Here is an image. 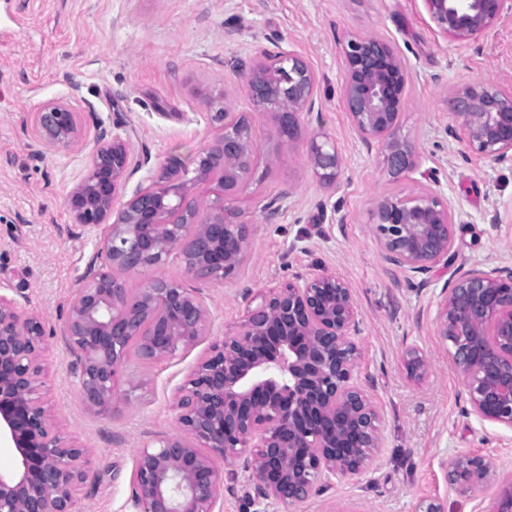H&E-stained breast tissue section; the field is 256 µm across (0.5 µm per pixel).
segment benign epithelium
Instances as JSON below:
<instances>
[{"mask_svg":"<svg viewBox=\"0 0 512 512\" xmlns=\"http://www.w3.org/2000/svg\"><path fill=\"white\" fill-rule=\"evenodd\" d=\"M435 30L469 42L491 30L512 0H421ZM344 106L362 142L382 146V165L396 179L420 174L426 183L405 195L382 198L372 230L384 259L412 277L448 265L457 214L436 171L422 169L418 145L397 136L409 72L387 39L348 41ZM234 73L256 107L276 112L281 140L300 134L299 116L315 106L317 79L300 56L276 46ZM218 135L186 162L171 156L159 177L126 201L131 151L123 125L87 126L73 101H46L26 113L24 126L41 147L36 157L67 150L90 137L88 168L66 205L74 223L105 227L66 317L71 370L91 413L107 417L129 401L127 366L173 358L203 337L208 311L200 289L167 278L163 267L179 257L186 274L218 282L238 267L253 233L238 205L258 150L251 120L220 96L208 101ZM459 129L448 135L497 163H512V92L488 81L455 90L450 99ZM306 158L319 176L336 179L342 158L329 140L313 137ZM147 275L133 290L112 273ZM179 388L182 434L144 448L131 477L134 512H215L224 498V466L244 474L248 498L291 512L336 478L373 465L381 444L380 413L358 382L360 312L352 288L333 270L296 274L266 293ZM17 288L0 292V441L13 445L19 466L0 472V512H81L79 492L89 479L88 449L50 423L42 392L48 350L43 318L27 308ZM435 335L449 346L466 379V413L512 430V267L471 268L442 288ZM416 383L431 373L417 347L403 356ZM448 485L463 496L490 493L491 512H512V472L494 455L460 452L447 470Z\"/></svg>","mask_w":512,"mask_h":512,"instance_id":"1","label":"benign epithelium"}]
</instances>
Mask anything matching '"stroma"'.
Instances as JSON below:
<instances>
[{
	"instance_id": "stroma-1",
	"label": "stroma",
	"mask_w": 512,
	"mask_h": 512,
	"mask_svg": "<svg viewBox=\"0 0 512 512\" xmlns=\"http://www.w3.org/2000/svg\"><path fill=\"white\" fill-rule=\"evenodd\" d=\"M389 39L409 69L407 103L397 134L417 141L425 167L459 215L447 268L421 289L386 264L371 214L388 195L411 192L391 181L378 147L358 139L345 112L344 48L349 39ZM281 46L316 74L319 104L299 117L301 136L280 144L274 113L256 111L233 63ZM491 79L512 87V17L461 45L437 35L420 0H0V283L23 288L54 332L44 357V393L52 422L90 450L82 512H132L131 476L139 452L178 434L175 393L211 344L243 320V289L264 293L295 273L330 268L353 289L363 317L357 376L380 406L384 448L376 469L337 481L295 512H418L438 497L447 512H488L491 499L458 496L446 469L462 450L494 452L512 469V430L466 414V383L434 334L437 300L459 271L512 266V223L495 224L497 205L512 200V166L473 154L447 128L454 90ZM223 95L252 122L259 149L240 204L254 224L245 257L224 282L203 287L204 337L174 358L132 363L129 403L108 417L84 408L60 334L100 233L74 225L66 196L93 146L31 158L24 113L49 100H78L91 120L130 131L138 170L126 194L156 177L171 155L190 159L215 132L209 95ZM333 138L342 157L334 182L322 181L305 157L308 139ZM284 194L276 223L258 205ZM417 345L431 361L429 378L411 382L404 350Z\"/></svg>"
}]
</instances>
